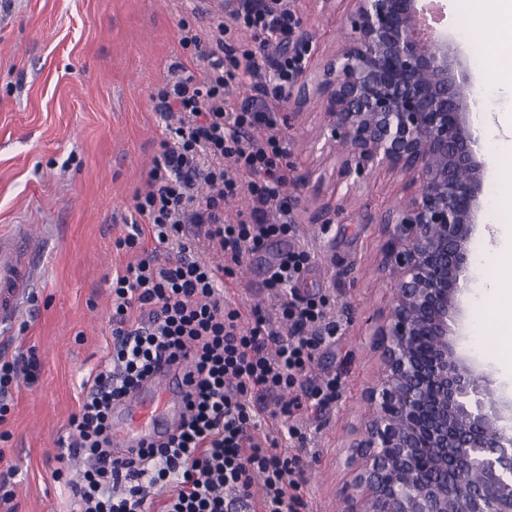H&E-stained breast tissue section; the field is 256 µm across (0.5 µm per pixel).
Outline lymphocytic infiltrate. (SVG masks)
Instances as JSON below:
<instances>
[{
	"label": "lymphocytic infiltrate",
	"instance_id": "1",
	"mask_svg": "<svg viewBox=\"0 0 512 512\" xmlns=\"http://www.w3.org/2000/svg\"><path fill=\"white\" fill-rule=\"evenodd\" d=\"M300 19L291 0H225V18L209 31L181 23L179 44L193 49L200 73L168 75L150 99L160 115L179 113L167 127L147 179L135 198L138 215L114 241L116 250L153 243L154 253L116 271L112 279L111 369L84 383L69 425L74 440L62 451L90 458L82 484L74 486L77 512H229L226 493L250 502L253 512H308L294 479L302 458L287 455L277 439L258 438L264 400L294 387L335 326L325 300H306L289 286L310 257L292 251L267 270L264 287L279 301L292 337L281 336L260 311L243 317L224 304L216 283L242 266L249 254L288 237L294 228L286 195L288 156L278 127L288 86L303 68L289 54ZM243 29L249 42H235ZM268 64L267 80L251 102L235 104L234 89ZM249 182H241V175ZM249 192L250 208L237 206ZM279 213L277 221L268 209ZM223 257L215 264L193 255L190 228ZM176 246L159 260L158 248ZM191 357L195 377L190 413L166 442L141 449L136 458L113 459L112 405L162 360Z\"/></svg>",
	"mask_w": 512,
	"mask_h": 512
}]
</instances>
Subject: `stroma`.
<instances>
[{"label": "stroma", "instance_id": "stroma-1", "mask_svg": "<svg viewBox=\"0 0 512 512\" xmlns=\"http://www.w3.org/2000/svg\"><path fill=\"white\" fill-rule=\"evenodd\" d=\"M292 6L301 19L293 37L309 43L305 75L282 104L292 116L282 132L296 217L284 244L309 252L294 287L303 298L327 297L336 323L335 337L322 344L298 386L332 378L336 394L308 402L289 424L308 437L295 480L311 512H341L352 479L348 458L372 416L365 391L381 369L372 325L386 315L393 293L381 270L378 221L409 190L402 175L374 170L357 192L347 193L342 155L318 150L326 99L304 96L302 85L314 82L342 46L346 10L334 0H293ZM469 14L465 0H454L448 35L484 108L512 113V79L479 80L493 47L473 41ZM216 17L206 0H13L0 16V233L30 224L40 236L32 252L37 275L16 316L21 327L0 335V356L32 347L39 359L31 382L12 385L6 396L0 473L10 472L12 495L0 500V512L73 508L71 487L85 465L60 459V442L70 434L84 381L109 362L112 276L141 257L116 251L113 242L136 216L134 198L148 189L146 173L165 130L150 94L171 69L191 62L178 44L180 22L205 30ZM497 152L485 139L470 290L457 335L460 353L510 397L512 373L503 370L499 349L512 326L488 295L495 272L486 230L504 223L499 201L512 190L491 172ZM276 249L268 244L254 253L253 266L218 281L226 303L246 314L256 306L273 311L263 280ZM58 469L65 483L55 482Z\"/></svg>", "mask_w": 512, "mask_h": 512}]
</instances>
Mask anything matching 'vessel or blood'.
Listing matches in <instances>:
<instances>
[{
    "label": "vessel or blood",
    "instance_id": "obj_1",
    "mask_svg": "<svg viewBox=\"0 0 512 512\" xmlns=\"http://www.w3.org/2000/svg\"><path fill=\"white\" fill-rule=\"evenodd\" d=\"M30 225L20 224L0 234V331L14 322L25 291L33 278L29 250ZM189 360L159 368L112 410V455L132 459L138 448L160 443L186 416V396L192 388Z\"/></svg>",
    "mask_w": 512,
    "mask_h": 512
}]
</instances>
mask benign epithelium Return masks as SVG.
<instances>
[{"mask_svg":"<svg viewBox=\"0 0 512 512\" xmlns=\"http://www.w3.org/2000/svg\"><path fill=\"white\" fill-rule=\"evenodd\" d=\"M444 12L441 0H349V36L327 66L324 145L343 149L344 178L387 168L411 189L380 219L394 289L373 331L383 368L344 512H512V398L484 401L490 380L453 330L483 165L469 75L443 29L418 31Z\"/></svg>","mask_w":512,"mask_h":512,"instance_id":"obj_1","label":"benign epithelium"}]
</instances>
